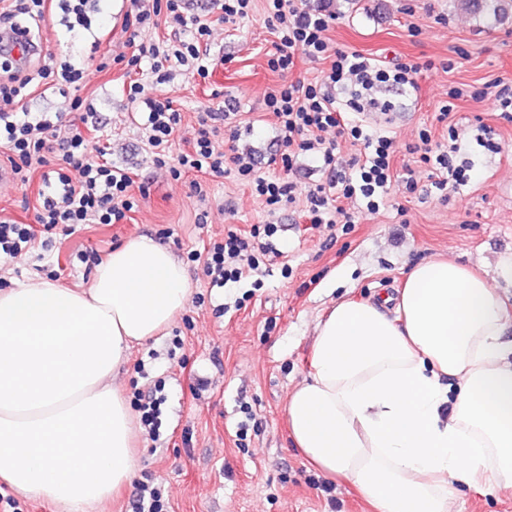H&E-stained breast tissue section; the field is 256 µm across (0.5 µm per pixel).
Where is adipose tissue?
I'll list each match as a JSON object with an SVG mask.
<instances>
[{"label":"adipose tissue","instance_id":"obj_1","mask_svg":"<svg viewBox=\"0 0 512 512\" xmlns=\"http://www.w3.org/2000/svg\"><path fill=\"white\" fill-rule=\"evenodd\" d=\"M192 294L185 265L142 236L85 288L41 277L0 289V477L64 512L136 476L133 415L113 377ZM288 432L375 512H456L457 483L512 489V309L453 259L414 265L396 295L319 319Z\"/></svg>","mask_w":512,"mask_h":512}]
</instances>
